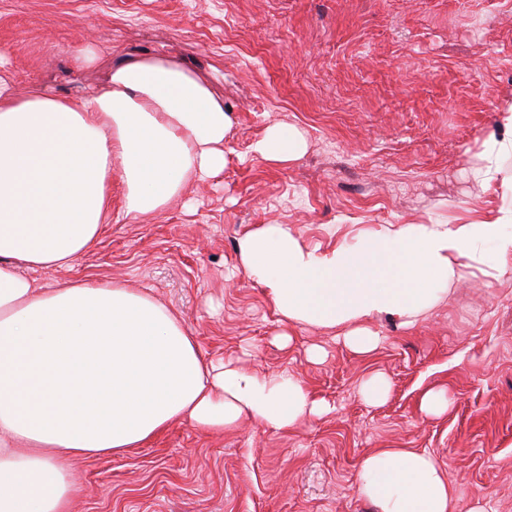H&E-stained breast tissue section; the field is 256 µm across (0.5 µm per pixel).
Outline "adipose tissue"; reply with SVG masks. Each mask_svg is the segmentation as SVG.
Instances as JSON below:
<instances>
[{
    "label": "adipose tissue",
    "mask_w": 512,
    "mask_h": 512,
    "mask_svg": "<svg viewBox=\"0 0 512 512\" xmlns=\"http://www.w3.org/2000/svg\"><path fill=\"white\" fill-rule=\"evenodd\" d=\"M471 172L512 194V104ZM230 112L197 69L168 56L126 57L79 97L35 87L15 94L0 77V512H67L71 461L116 455L186 419L221 431L244 418L275 428L318 419L329 405L303 382L205 360L182 319L120 282L37 287L21 273L68 268L99 239L113 175L126 213L161 210L195 179L224 169ZM303 130L278 124L252 145L275 163L300 159ZM494 244L512 256V209L451 224H385L323 250L285 224L237 241L240 264L281 319L339 330L356 354L377 349L379 315L415 325ZM359 494L378 512H457L454 487L415 448H376L362 460Z\"/></svg>",
    "instance_id": "1"
}]
</instances>
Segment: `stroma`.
I'll return each mask as SVG.
<instances>
[{"mask_svg": "<svg viewBox=\"0 0 512 512\" xmlns=\"http://www.w3.org/2000/svg\"><path fill=\"white\" fill-rule=\"evenodd\" d=\"M89 43L100 61L73 72ZM129 54L209 74L233 118L224 170L140 217L113 177L99 242L31 278L125 283L179 315L206 359L293 375L331 411L288 429L185 420L79 459L69 512H374L355 489L374 448L430 453L458 512H512V268L472 263L413 327L376 317L382 341L363 357L337 330L282 322L236 253L258 224L330 249L383 224L500 208L469 161L512 101V0H0V74L18 93H90ZM274 124L305 131L301 159L251 153ZM314 345L323 360H309ZM373 373L390 385L378 404L360 394ZM431 389L448 398L438 416L421 409Z\"/></svg>", "mask_w": 512, "mask_h": 512, "instance_id": "35a3bbf8", "label": "stroma"}]
</instances>
